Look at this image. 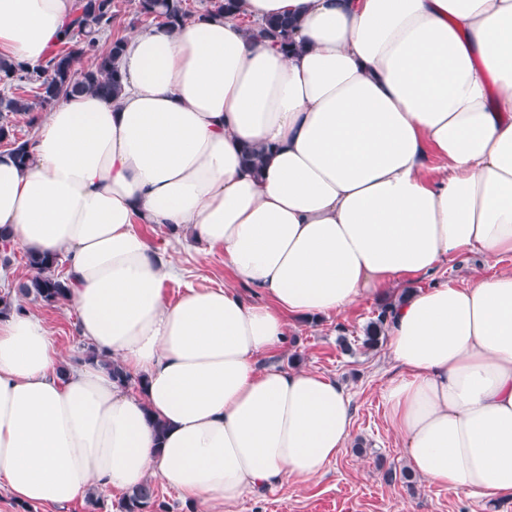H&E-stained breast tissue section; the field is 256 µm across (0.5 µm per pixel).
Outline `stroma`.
Instances as JSON below:
<instances>
[{
  "instance_id": "1",
  "label": "stroma",
  "mask_w": 512,
  "mask_h": 512,
  "mask_svg": "<svg viewBox=\"0 0 512 512\" xmlns=\"http://www.w3.org/2000/svg\"><path fill=\"white\" fill-rule=\"evenodd\" d=\"M144 231L177 272L165 284L169 302H176L189 287L232 284L223 251L202 252L195 243L176 239L154 226H145ZM477 268L492 275L512 268V257L484 267L479 257L464 256L416 280L415 285L426 288L445 281L461 285ZM25 307L43 319L64 355L79 354L84 342L67 305L47 307L29 300ZM380 307V301L368 300L337 316L289 320L291 342L274 356V364L312 369L343 382L353 398L352 437L322 476L301 485L277 487L261 496H246L236 512H512V498L493 501L464 488H444L417 475L402 478L406 464L400 441L380 398L392 364L385 346L366 349L361 345L363 330L377 317ZM390 469L396 470L397 476L388 480L384 474Z\"/></svg>"
}]
</instances>
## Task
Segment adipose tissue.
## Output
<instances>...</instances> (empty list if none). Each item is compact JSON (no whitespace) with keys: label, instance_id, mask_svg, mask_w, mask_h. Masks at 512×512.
<instances>
[{"label":"adipose tissue","instance_id":"adipose-tissue-1","mask_svg":"<svg viewBox=\"0 0 512 512\" xmlns=\"http://www.w3.org/2000/svg\"><path fill=\"white\" fill-rule=\"evenodd\" d=\"M73 4L0 0V56L43 64ZM274 16L296 22L290 52L255 29ZM120 71L116 97L37 117L25 160L0 150V226L66 256L79 336L142 384L72 361L32 312L0 316V488L64 507L156 477L229 512L319 477L351 435L338 380L269 363L289 319L512 256V0H240L125 34ZM143 224L222 250L233 284L168 302ZM385 334L409 468L512 497V269L393 299Z\"/></svg>","mask_w":512,"mask_h":512}]
</instances>
